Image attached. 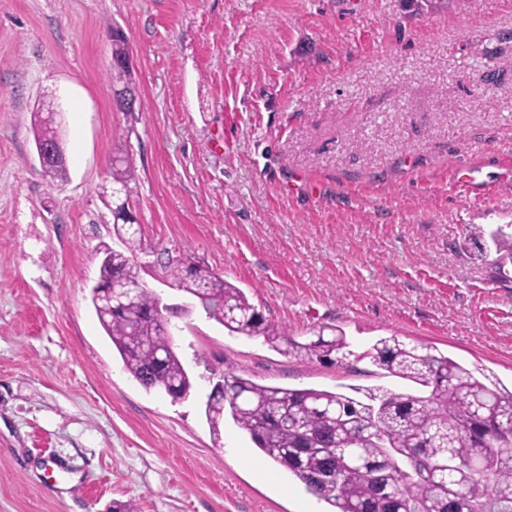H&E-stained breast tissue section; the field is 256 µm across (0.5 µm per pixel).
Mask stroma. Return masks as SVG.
<instances>
[{"label":"stroma","mask_w":512,"mask_h":512,"mask_svg":"<svg viewBox=\"0 0 512 512\" xmlns=\"http://www.w3.org/2000/svg\"><path fill=\"white\" fill-rule=\"evenodd\" d=\"M141 101L113 107L110 26ZM60 103L67 178L33 114ZM512 0H0V512H327L233 420L212 431L206 367L284 388L415 384L363 353L436 347L512 386ZM132 156L144 286L196 261L295 336L341 330L336 363L228 335L194 309L172 401L126 370L90 304ZM489 193L458 179L471 162ZM484 233L474 240L475 230ZM271 478L258 480L254 466ZM111 177L112 198H116V201L120 198L130 202L129 184L135 178V167L132 159L127 156L125 158L113 160Z\"/></svg>","instance_id":"1"}]
</instances>
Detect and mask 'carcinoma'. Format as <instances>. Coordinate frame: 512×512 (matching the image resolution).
I'll return each instance as SVG.
<instances>
[{
	"instance_id": "cac0c4a2",
	"label": "carcinoma",
	"mask_w": 512,
	"mask_h": 512,
	"mask_svg": "<svg viewBox=\"0 0 512 512\" xmlns=\"http://www.w3.org/2000/svg\"><path fill=\"white\" fill-rule=\"evenodd\" d=\"M113 91L134 94L130 69L115 64ZM35 140L62 141L53 120L35 116ZM112 193L129 199L132 159L112 162ZM126 250L106 248L99 281L132 292L131 308L97 315L126 370L147 390L190 393L193 381L173 340L153 317L158 298L142 287L136 253L142 239L130 224L114 225ZM171 285L192 296L231 335L261 338L309 360L352 355L343 333L324 330L298 340L268 319L245 293L199 263L169 266ZM383 376L415 382L426 396L381 386L351 393L259 384L231 370L224 393L205 407L213 432L226 416L246 430L261 453L288 471L329 512H512V390L486 383L433 346L378 338L364 353ZM326 473L336 481L315 485Z\"/></svg>"
}]
</instances>
